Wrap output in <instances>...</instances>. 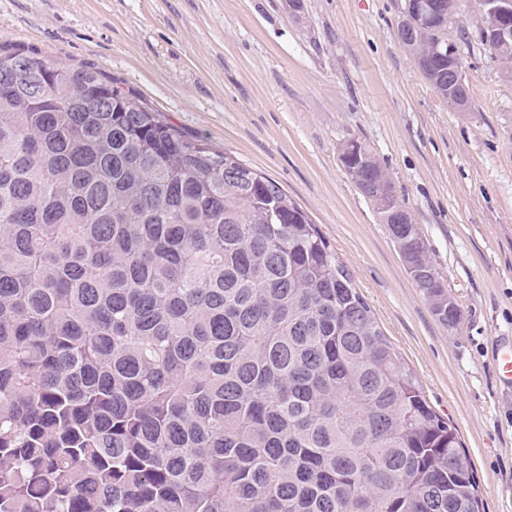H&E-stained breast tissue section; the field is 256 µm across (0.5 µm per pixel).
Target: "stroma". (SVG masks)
Segmentation results:
<instances>
[{
  "mask_svg": "<svg viewBox=\"0 0 512 512\" xmlns=\"http://www.w3.org/2000/svg\"><path fill=\"white\" fill-rule=\"evenodd\" d=\"M402 0H0V44L92 66L188 136L276 181L351 273L427 400L458 430L484 512H512V79L459 19L458 111L398 36ZM365 140L462 310L448 332L340 160ZM493 360L502 383L512 388V339L496 344Z\"/></svg>",
  "mask_w": 512,
  "mask_h": 512,
  "instance_id": "1",
  "label": "stroma"
}]
</instances>
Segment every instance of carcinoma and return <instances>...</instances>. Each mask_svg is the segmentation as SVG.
<instances>
[{"instance_id": "cac0c4a2", "label": "carcinoma", "mask_w": 512, "mask_h": 512, "mask_svg": "<svg viewBox=\"0 0 512 512\" xmlns=\"http://www.w3.org/2000/svg\"><path fill=\"white\" fill-rule=\"evenodd\" d=\"M402 42L442 95L458 0ZM512 78V41L479 32ZM341 163L440 324L387 172ZM457 429L272 179L91 66L0 47V512H481Z\"/></svg>"}]
</instances>
